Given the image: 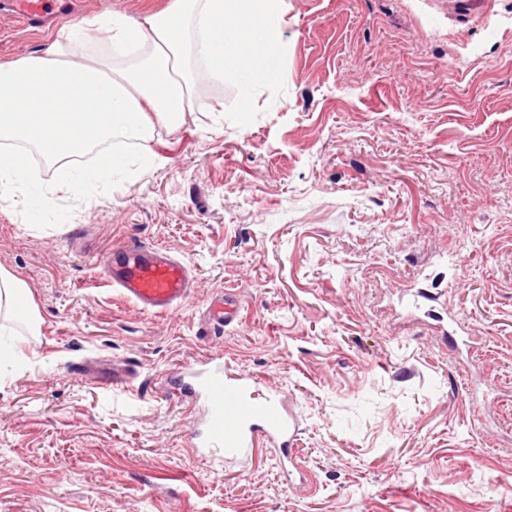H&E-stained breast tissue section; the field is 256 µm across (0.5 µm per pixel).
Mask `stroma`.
Returning <instances> with one entry per match:
<instances>
[{"label": "stroma", "mask_w": 512, "mask_h": 512, "mask_svg": "<svg viewBox=\"0 0 512 512\" xmlns=\"http://www.w3.org/2000/svg\"><path fill=\"white\" fill-rule=\"evenodd\" d=\"M62 2L35 31L0 15V61L172 0ZM286 3L287 77L250 111L200 69L153 165L0 204V269L39 320L0 323V512H512V0ZM130 241L189 266L182 304L150 315L98 276ZM227 290L240 318L216 332ZM213 356L284 397L300 476L268 443L197 454L203 412L167 377ZM81 361L134 380L104 388ZM239 309V300L235 293L231 291L224 292V299L211 303L207 308L206 320L213 328H221L232 324L236 318Z\"/></svg>", "instance_id": "1"}]
</instances>
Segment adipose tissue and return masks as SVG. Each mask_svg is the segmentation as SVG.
<instances>
[{
    "label": "adipose tissue",
    "mask_w": 512,
    "mask_h": 512,
    "mask_svg": "<svg viewBox=\"0 0 512 512\" xmlns=\"http://www.w3.org/2000/svg\"><path fill=\"white\" fill-rule=\"evenodd\" d=\"M285 0H173L138 17L108 12L71 27L45 56L0 62V189L23 186L13 146H34L51 167L67 169L46 188L42 206L83 190L91 173L75 156L108 143L113 175L152 161L158 125L181 124L199 86L194 64L242 89L285 78ZM103 40L107 52L76 54L78 41Z\"/></svg>",
    "instance_id": "adipose-tissue-1"
}]
</instances>
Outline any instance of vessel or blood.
<instances>
[{
    "label": "vessel or blood",
    "mask_w": 512,
    "mask_h": 512,
    "mask_svg": "<svg viewBox=\"0 0 512 512\" xmlns=\"http://www.w3.org/2000/svg\"><path fill=\"white\" fill-rule=\"evenodd\" d=\"M51 7L52 0H12L7 9L20 27L28 28L42 22ZM98 266L124 298L153 314L174 309L191 288L183 260L135 242L113 246ZM238 309L236 294L225 292L223 300L208 306L206 320L226 327L236 320ZM255 385L252 376L226 373L214 359L172 377L174 393L194 397L204 407L203 427L191 438L201 456L220 464L247 455L259 442L284 445L294 437L295 424L284 401L258 393Z\"/></svg>",
    "instance_id": "vessel-or-blood-1"
}]
</instances>
